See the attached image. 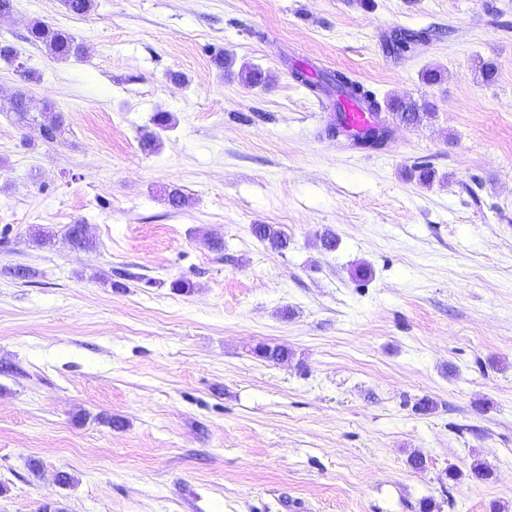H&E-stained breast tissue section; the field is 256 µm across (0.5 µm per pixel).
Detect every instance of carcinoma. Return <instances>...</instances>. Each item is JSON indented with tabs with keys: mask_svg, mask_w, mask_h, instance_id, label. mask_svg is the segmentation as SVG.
Instances as JSON below:
<instances>
[{
	"mask_svg": "<svg viewBox=\"0 0 512 512\" xmlns=\"http://www.w3.org/2000/svg\"><path fill=\"white\" fill-rule=\"evenodd\" d=\"M26 40L34 45L44 47L46 52L55 58L78 57L83 54V46L78 43L75 37L65 30L54 28L44 22L35 21L28 28ZM420 40L417 33H397L389 44L388 50L395 56H401L408 52L412 45ZM294 79L306 87L310 92L318 95L329 88L336 90V93L348 95L364 102L376 112L387 109L395 113L396 118L407 126L419 123L422 118L432 116V105L430 102L416 101L412 98H399L380 102L375 92L368 89L358 81L353 80L347 73L336 71L332 74L311 73L304 67L292 69ZM238 76L241 81L249 87L265 86L269 83V76L260 68L244 64L241 66ZM6 111L15 115L17 122L28 123L34 119L28 106L26 93L20 91L14 95L6 107ZM155 129L142 130L139 132L138 142L144 152H151L157 143V130L165 129L171 121L167 112H156L151 118ZM63 120L60 113L48 105L40 113L39 127L42 136L47 141L56 139L61 132ZM255 237L267 244L271 249L282 251L288 248L289 239L285 232L273 224H256L253 228ZM67 240L72 248L90 251L95 248V243L84 233V225L76 223L68 227Z\"/></svg>",
	"mask_w": 512,
	"mask_h": 512,
	"instance_id": "carcinoma-1",
	"label": "carcinoma"
}]
</instances>
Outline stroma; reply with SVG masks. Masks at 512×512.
<instances>
[{
	"instance_id": "obj_1",
	"label": "stroma",
	"mask_w": 512,
	"mask_h": 512,
	"mask_svg": "<svg viewBox=\"0 0 512 512\" xmlns=\"http://www.w3.org/2000/svg\"><path fill=\"white\" fill-rule=\"evenodd\" d=\"M35 20L85 57L27 42ZM399 28L428 37L396 60ZM0 40L38 75L0 60V104L26 89L65 128L0 111V512H512V0H16ZM296 66L434 114L378 149L329 137ZM40 118L39 127L44 139L47 141L55 140L57 134L61 132L63 124L61 114L56 112L52 106L47 105L40 113ZM253 233L259 241L266 243L273 250L282 251L288 248V235L273 224H256Z\"/></svg>"
}]
</instances>
